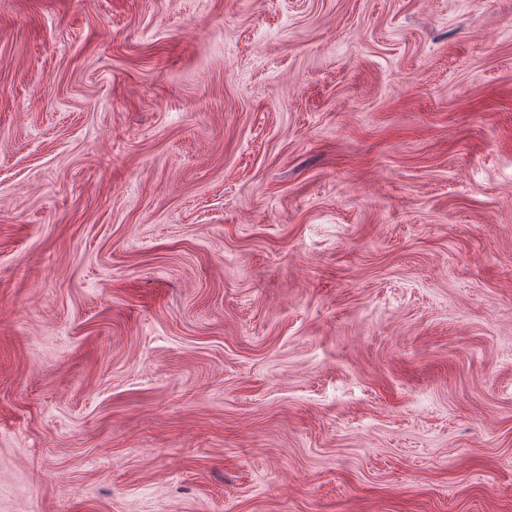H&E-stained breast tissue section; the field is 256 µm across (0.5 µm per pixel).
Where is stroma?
<instances>
[{
	"mask_svg": "<svg viewBox=\"0 0 512 512\" xmlns=\"http://www.w3.org/2000/svg\"><path fill=\"white\" fill-rule=\"evenodd\" d=\"M0 512H512V0H0Z\"/></svg>",
	"mask_w": 512,
	"mask_h": 512,
	"instance_id": "obj_1",
	"label": "stroma"
}]
</instances>
